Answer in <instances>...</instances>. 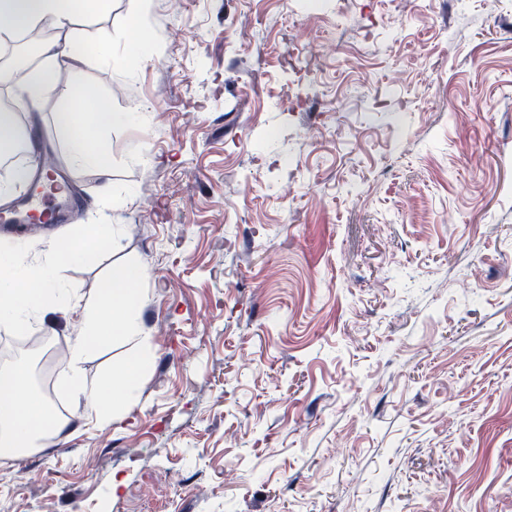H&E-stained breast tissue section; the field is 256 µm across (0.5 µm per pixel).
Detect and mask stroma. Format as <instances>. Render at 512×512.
Returning <instances> with one entry per match:
<instances>
[{"label": "stroma", "instance_id": "obj_1", "mask_svg": "<svg viewBox=\"0 0 512 512\" xmlns=\"http://www.w3.org/2000/svg\"><path fill=\"white\" fill-rule=\"evenodd\" d=\"M131 6L62 65L133 124L104 173L57 145L80 207L17 245L119 225L64 285L147 269L139 401L87 419L48 314L69 428L0 512H512V0H150L115 68Z\"/></svg>", "mask_w": 512, "mask_h": 512}]
</instances>
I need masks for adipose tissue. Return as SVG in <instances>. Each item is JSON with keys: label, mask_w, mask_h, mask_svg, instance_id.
<instances>
[{"label": "adipose tissue", "mask_w": 512, "mask_h": 512, "mask_svg": "<svg viewBox=\"0 0 512 512\" xmlns=\"http://www.w3.org/2000/svg\"><path fill=\"white\" fill-rule=\"evenodd\" d=\"M111 0H0V17L11 19V31L26 33L42 28L67 27L75 9L95 15L109 10ZM73 50L71 43H43L39 62L15 84L16 95L27 110L40 111L51 97L60 104L53 115L52 133L68 147L72 165L98 171L112 164V150L101 140L103 131L127 126V112L99 110L82 83L66 78L61 60ZM108 224H88L80 232L56 241L36 263L22 260L16 250L0 248V328L19 335L43 324L47 314L73 305L81 327L69 345V381L84 408L97 423L108 425L126 408L137 404L142 372L147 363V342L136 315L138 284L146 273L128 265L113 271L98 295L72 300L62 272L78 264L110 241ZM133 341L137 349L112 373L87 381L82 364L96 347L113 340ZM0 459L17 460L23 449L45 447L61 437L68 422L48 415L49 398L32 390L28 374L0 368Z\"/></svg>", "instance_id": "obj_1"}]
</instances>
